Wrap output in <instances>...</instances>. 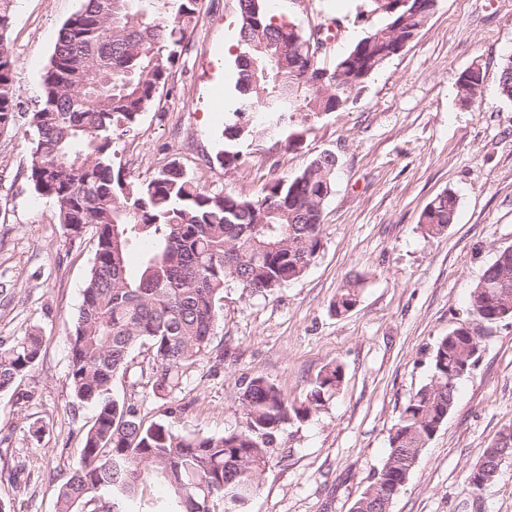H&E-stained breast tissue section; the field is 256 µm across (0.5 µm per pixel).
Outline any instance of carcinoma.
<instances>
[{"instance_id": "cac0c4a2", "label": "carcinoma", "mask_w": 512, "mask_h": 512, "mask_svg": "<svg viewBox=\"0 0 512 512\" xmlns=\"http://www.w3.org/2000/svg\"><path fill=\"white\" fill-rule=\"evenodd\" d=\"M366 12L384 20L335 62L361 91L369 69L379 71L399 40L418 35L433 14L431 0ZM14 0H0V136L24 122L34 138L27 179L56 205L59 223L77 235L96 229L97 248L83 300L69 336L68 377L72 406L89 405L76 467L56 487V512H124L136 500L141 512H247L288 424L302 421L340 390L344 368L331 364L311 382L305 399L291 403L261 375L241 383L243 425L220 436H186L175 427L177 409L147 422L134 404L117 398L114 380L126 375L130 354L153 352L148 383L169 396L184 373L211 352L224 288L235 284L264 295L302 277L323 248L322 213L336 170L335 154L316 155L305 169L262 182L251 198L212 193L180 164L170 162L143 181L114 169L117 133L134 130L154 105L174 65L188 49L201 0H82L61 27L41 95L24 108L15 84L8 30ZM112 24H107V18ZM313 32L277 20L269 0H240L236 78L228 95L224 165L237 166L253 142L296 147L311 123L340 106L346 95L327 82L313 88L324 70L307 43ZM483 76L468 69L458 95H482ZM500 94L512 99V54L501 66ZM457 198L437 196L421 224L438 234L454 223ZM139 252L136 272L128 257ZM507 285L508 302L493 306L488 293ZM360 278L339 289L332 307L351 311ZM474 320L512 319V250L500 249L471 289ZM459 326L436 345L430 379L410 398L389 439L382 469L364 488L352 512H382L376 503L404 487L403 468L415 467L436 424L452 409L459 379L455 364L475 362L476 343ZM43 337L30 333L0 349V391L38 364ZM512 456V435L486 448L478 467L493 468L497 454ZM165 485L158 501L148 487Z\"/></svg>"}]
</instances>
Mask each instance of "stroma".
Instances as JSON below:
<instances>
[{"label": "stroma", "mask_w": 512, "mask_h": 512, "mask_svg": "<svg viewBox=\"0 0 512 512\" xmlns=\"http://www.w3.org/2000/svg\"><path fill=\"white\" fill-rule=\"evenodd\" d=\"M364 0H274L277 17L310 29L338 19L325 66L371 30L355 19ZM81 0H15L9 31L22 100L37 97L59 30ZM239 0H202L189 50L138 126L113 143L129 179L171 161L207 190L251 197L269 178L304 169L321 151L338 165L323 211L324 246L308 271L268 295L224 290L213 352L167 399L147 384L153 356L135 348L115 395L145 421L183 406L178 428L221 435L241 426L240 382L260 374L302 400L327 365L345 370L339 393L290 424L248 512H351L387 457L389 439L414 392L427 382L438 341L468 323V296L512 245V100L499 93L512 54V0H438L425 27L292 149L251 147L224 167V100L233 87ZM483 95L462 104L458 79L470 67ZM31 131L0 136V348L39 328L38 365L0 392V502L7 512H55L54 488L75 464L91 419L72 409L71 322L95 254L92 229L73 236L52 200L26 178ZM451 191L453 224L437 235L420 222ZM360 277L356 307L332 303ZM42 426L33 435L30 424ZM512 432V320L487 327L479 361L459 384L447 420L423 450L390 512H512V459L476 488L469 472L485 448Z\"/></svg>", "instance_id": "35a3bbf8"}]
</instances>
